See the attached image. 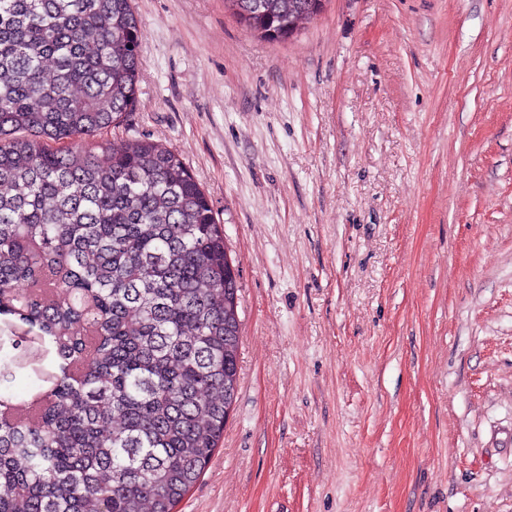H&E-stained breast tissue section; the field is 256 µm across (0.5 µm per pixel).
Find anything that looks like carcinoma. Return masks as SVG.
Instances as JSON below:
<instances>
[{
    "label": "carcinoma",
    "mask_w": 512,
    "mask_h": 512,
    "mask_svg": "<svg viewBox=\"0 0 512 512\" xmlns=\"http://www.w3.org/2000/svg\"><path fill=\"white\" fill-rule=\"evenodd\" d=\"M225 2L269 42L321 12ZM140 46L132 0H0V316L59 360L31 416L0 394V512H174L236 397L209 199L177 153L95 140L136 101Z\"/></svg>",
    "instance_id": "carcinoma-1"
}]
</instances>
